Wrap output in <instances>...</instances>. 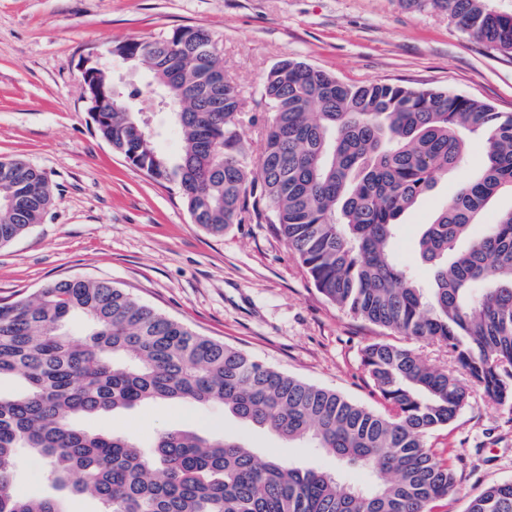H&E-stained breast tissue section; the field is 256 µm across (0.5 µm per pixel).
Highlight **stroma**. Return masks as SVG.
Segmentation results:
<instances>
[{
	"mask_svg": "<svg viewBox=\"0 0 512 512\" xmlns=\"http://www.w3.org/2000/svg\"><path fill=\"white\" fill-rule=\"evenodd\" d=\"M193 26L221 41L224 70L245 99L240 136L258 158L269 118L261 87L270 68L298 59L355 85L443 89L512 113V55L462 32L446 12L404 0H0V160L27 159L48 176L54 203L42 221L0 248V301L66 277L105 280L198 334L251 354L306 382L381 409L361 364L364 346L385 332L351 318L316 291L274 225L243 220L215 237L192 223L179 195L134 168L101 139L82 70L115 42L163 37ZM123 91L165 110L146 93L145 65H119ZM479 139L465 163L438 176L432 193L401 218L399 259L422 286L431 277L416 253L424 224L483 165ZM83 427L134 434L150 446L163 428L243 438L263 456L335 469L317 449L248 427L222 406L159 402L82 419ZM448 457L458 492L438 512H465L487 484L512 482V406L481 391L428 438ZM47 460L22 452L14 490L52 495Z\"/></svg>",
	"mask_w": 512,
	"mask_h": 512,
	"instance_id": "obj_1",
	"label": "stroma"
}]
</instances>
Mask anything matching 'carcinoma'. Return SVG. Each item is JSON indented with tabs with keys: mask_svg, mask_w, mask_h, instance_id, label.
<instances>
[{
	"mask_svg": "<svg viewBox=\"0 0 512 512\" xmlns=\"http://www.w3.org/2000/svg\"><path fill=\"white\" fill-rule=\"evenodd\" d=\"M469 35L512 53V13L485 0H428ZM112 58L148 66L150 91L173 102L183 143L159 151L157 128L119 106L92 115L99 136L132 166L176 187L192 223L212 234L243 217L278 225L316 291L353 318L448 353L426 364L410 346L378 340L362 365L385 411L266 366L202 336L109 281L63 278L0 304V378L24 385L0 395V512H64L60 496L21 499L17 451L49 461L58 491L97 500L102 512H435L458 492L448 459L427 437L482 390L512 405V211L478 223L512 191V113L445 90L350 85L295 59L263 83L271 112L249 181L240 138L245 103L224 77L220 39L183 27L109 46ZM485 164L424 225L417 252L432 272L421 287L394 243L400 218L463 162L469 137ZM53 202L47 175L26 159L0 160V247L41 223ZM160 401L218 404L344 464L339 472L260 457L238 437L166 428L146 452L131 433L89 430L80 418ZM466 512H512V483H492ZM512 210V194L505 193L498 197L491 206L482 215L481 223L474 224L471 227V236L479 235L484 228V224H493L497 220L499 214Z\"/></svg>",
	"mask_w": 512,
	"mask_h": 512,
	"instance_id": "carcinoma-1",
	"label": "carcinoma"
}]
</instances>
